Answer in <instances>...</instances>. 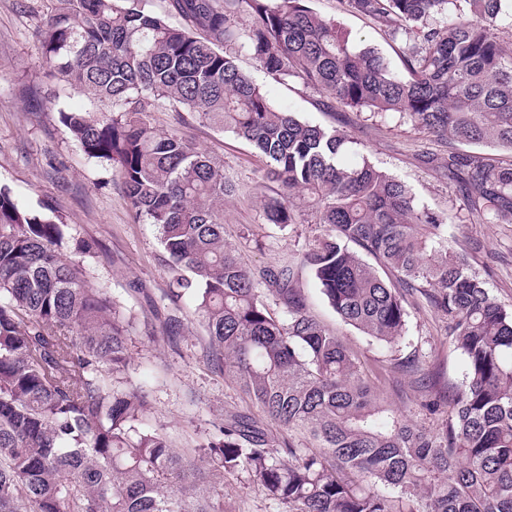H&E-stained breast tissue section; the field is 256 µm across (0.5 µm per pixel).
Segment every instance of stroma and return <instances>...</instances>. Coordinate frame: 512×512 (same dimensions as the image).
Returning a JSON list of instances; mask_svg holds the SVG:
<instances>
[{
	"instance_id": "1",
	"label": "stroma",
	"mask_w": 512,
	"mask_h": 512,
	"mask_svg": "<svg viewBox=\"0 0 512 512\" xmlns=\"http://www.w3.org/2000/svg\"><path fill=\"white\" fill-rule=\"evenodd\" d=\"M324 18L338 22L354 42L377 48L393 70H402L400 40L372 20L349 12L345 0H308ZM36 22L20 11L18 0H0V185L10 188L19 204L55 216L71 228V247L91 246L92 282L108 287L125 313L134 315L128 338L131 364L123 385L145 391L152 409L148 425L165 429L176 447L212 440L220 415L245 412L249 403L228 378L212 376L200 354L205 334L195 302L156 307L168 285L167 256L155 225L135 220L111 168L85 155L58 118L59 110L92 111L85 94L58 84L48 73L35 35ZM238 64L262 85L281 109L328 128H337L357 152L395 176L417 201L439 215L453 214L448 236L466 263L483 279L490 294L512 308V224H472L458 185L425 165V150L445 153L447 142L396 117L337 107L330 111L318 93L295 80L279 81L263 72L248 53ZM148 119L163 131L186 136L199 149L224 163L231 192L224 199V237L250 269L293 265L310 312L336 332L367 365L381 366L389 356L384 346L343 323L317 288L301 259L320 224L279 227L263 212L265 200L278 193L264 180L263 159L244 140L210 125L184 121L164 106ZM181 309L185 331L178 342L153 335L174 309ZM403 354L418 353L441 368L446 380L461 383L464 358L448 342L442 317L433 310H409ZM223 512H282L248 474H225Z\"/></svg>"
}]
</instances>
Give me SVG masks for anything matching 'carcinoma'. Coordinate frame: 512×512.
<instances>
[{
    "label": "carcinoma",
    "mask_w": 512,
    "mask_h": 512,
    "mask_svg": "<svg viewBox=\"0 0 512 512\" xmlns=\"http://www.w3.org/2000/svg\"><path fill=\"white\" fill-rule=\"evenodd\" d=\"M55 2L38 28L43 63L97 104L60 122L112 168L135 218L158 227L160 303L193 295L203 362L257 413L220 418L216 440L180 451L142 427L146 393L112 384L129 368L134 317L66 256L69 225L0 186V512H221L224 474L238 471L283 512H512V311L450 245L452 216L365 157L345 164L347 134L275 107L237 62L245 48L328 108L397 114L472 147L422 159L464 189L471 223L512 224V53L498 33L512 0H463L459 14L456 0H347L404 42V74L307 0H168L164 16L150 0ZM163 105L253 146L280 186L269 223H304L294 198H307L325 233L303 264L343 322L388 348L385 373L310 314L292 267L242 265L224 240V164L157 132L147 114ZM411 302L445 320L461 384L399 355ZM184 327L173 313L156 335ZM409 373L433 430L392 405ZM195 458L212 476L204 489Z\"/></svg>",
    "instance_id": "obj_1"
}]
</instances>
